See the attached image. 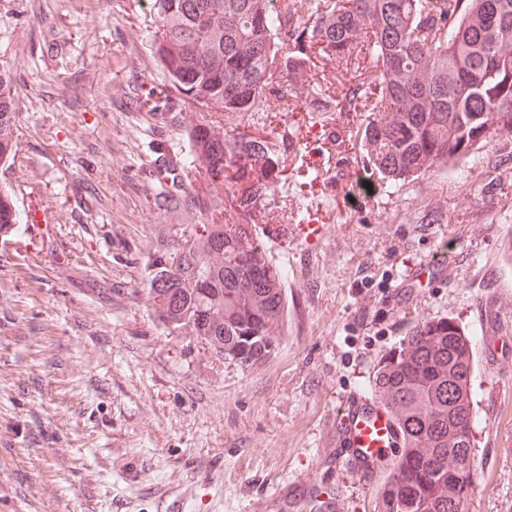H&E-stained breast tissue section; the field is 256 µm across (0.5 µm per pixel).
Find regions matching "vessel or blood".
Instances as JSON below:
<instances>
[{
	"instance_id": "1",
	"label": "vessel or blood",
	"mask_w": 512,
	"mask_h": 512,
	"mask_svg": "<svg viewBox=\"0 0 512 512\" xmlns=\"http://www.w3.org/2000/svg\"><path fill=\"white\" fill-rule=\"evenodd\" d=\"M336 436L352 456L356 477L385 461L387 449L399 447L401 436L390 413L378 400L355 392L340 404Z\"/></svg>"
}]
</instances>
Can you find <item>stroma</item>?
<instances>
[{"instance_id":"stroma-1","label":"stroma","mask_w":512,"mask_h":512,"mask_svg":"<svg viewBox=\"0 0 512 512\" xmlns=\"http://www.w3.org/2000/svg\"><path fill=\"white\" fill-rule=\"evenodd\" d=\"M154 29L151 0H0L18 137L0 188L50 241L0 237V512H377L386 471L340 466V402L439 317L475 355L466 512H512V137L390 188L362 167L364 113L246 119L301 139L257 226L288 312L274 354L246 366L169 332L146 290L176 217L139 172L150 142L181 139L136 105L164 82ZM320 150L324 169L292 176ZM437 204L450 223H420ZM308 222L319 242L270 232Z\"/></svg>"}]
</instances>
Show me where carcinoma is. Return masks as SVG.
Segmentation results:
<instances>
[{
	"instance_id": "1",
	"label": "carcinoma",
	"mask_w": 512,
	"mask_h": 512,
	"mask_svg": "<svg viewBox=\"0 0 512 512\" xmlns=\"http://www.w3.org/2000/svg\"><path fill=\"white\" fill-rule=\"evenodd\" d=\"M153 0L151 48L169 87L138 98L160 122L189 104L207 109L181 126L183 144L148 146L144 176L155 205L183 223L158 228L147 290L158 321L243 364L274 350L287 301L284 273L254 217L283 173L271 134L237 124L288 101L307 112L367 113L364 168L396 185L443 175L474 150L512 135V0ZM345 77L323 89L317 60ZM16 94L0 67V164L16 151ZM206 183L201 197L188 184ZM23 213L0 189V235ZM474 353L450 318L425 320L382 359L375 395L394 415L400 455L387 464L379 512H465L474 458L469 385Z\"/></svg>"
}]
</instances>
